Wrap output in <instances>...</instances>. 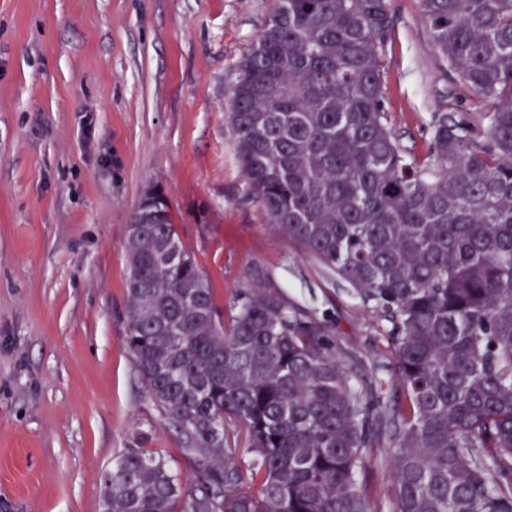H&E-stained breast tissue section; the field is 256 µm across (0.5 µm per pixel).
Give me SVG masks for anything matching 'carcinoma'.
Here are the masks:
<instances>
[{"instance_id":"obj_1","label":"carcinoma","mask_w":512,"mask_h":512,"mask_svg":"<svg viewBox=\"0 0 512 512\" xmlns=\"http://www.w3.org/2000/svg\"><path fill=\"white\" fill-rule=\"evenodd\" d=\"M420 2L457 87L427 160L385 107L391 0H276L227 112L243 202L372 305L392 394L355 383L335 334L272 279L224 323L149 187L136 210L152 223L127 236L125 343L193 481L127 448L101 475L103 512H371L372 448L389 512H512V0ZM360 482L373 512H386L389 508V479L376 449L367 453Z\"/></svg>"}]
</instances>
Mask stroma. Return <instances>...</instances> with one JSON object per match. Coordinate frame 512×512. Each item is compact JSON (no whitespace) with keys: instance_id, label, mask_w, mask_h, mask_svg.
Masks as SVG:
<instances>
[{"instance_id":"obj_1","label":"stroma","mask_w":512,"mask_h":512,"mask_svg":"<svg viewBox=\"0 0 512 512\" xmlns=\"http://www.w3.org/2000/svg\"><path fill=\"white\" fill-rule=\"evenodd\" d=\"M386 107L425 156L430 115L454 88L420 0H392ZM273 0H0V512H101L123 449L180 459L124 342L126 238L159 186L225 318L275 278L326 316L353 378L388 346L351 286L243 204L226 123L238 64ZM387 512L378 452L360 475Z\"/></svg>"}]
</instances>
